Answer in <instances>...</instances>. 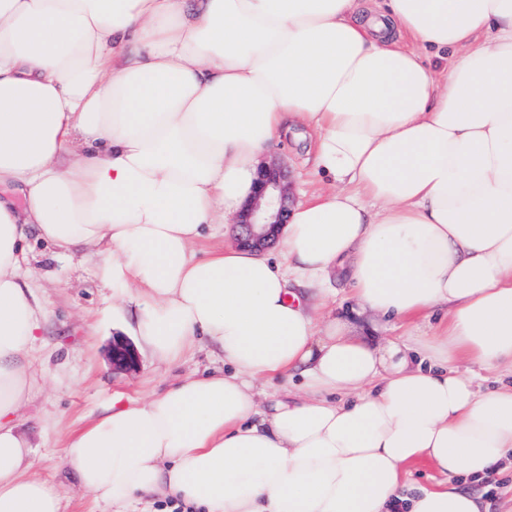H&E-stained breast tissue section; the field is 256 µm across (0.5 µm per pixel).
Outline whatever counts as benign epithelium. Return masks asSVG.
I'll return each instance as SVG.
<instances>
[{
    "label": "benign epithelium",
    "instance_id": "obj_1",
    "mask_svg": "<svg viewBox=\"0 0 512 512\" xmlns=\"http://www.w3.org/2000/svg\"><path fill=\"white\" fill-rule=\"evenodd\" d=\"M289 202L286 169L278 163L264 166L255 196L236 220L240 229L239 243L255 250L264 249L288 223ZM138 365V356L131 343L117 341L112 344L114 369L131 371Z\"/></svg>",
    "mask_w": 512,
    "mask_h": 512
}]
</instances>
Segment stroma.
<instances>
[{
	"label": "stroma",
	"mask_w": 512,
	"mask_h": 512,
	"mask_svg": "<svg viewBox=\"0 0 512 512\" xmlns=\"http://www.w3.org/2000/svg\"><path fill=\"white\" fill-rule=\"evenodd\" d=\"M273 155L289 172L293 199L325 189L312 165L291 145L279 146ZM23 247L34 272L31 283L44 297L48 313L29 358L31 400L17 421L33 445L37 474L62 492L65 512H109L108 506L78 493L64 466L65 440L100 418L109 405H128L186 375L222 366L223 360L212 347L202 345L176 364L160 363L143 351L137 369L113 371L112 341L118 336L134 340L137 305L111 315L112 290L103 283L95 257L61 255L34 233ZM469 489L479 496L485 512H512L511 467L500 468L493 480L470 484Z\"/></svg>",
	"instance_id": "1"
}]
</instances>
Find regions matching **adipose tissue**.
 <instances>
[{
    "instance_id": "obj_1",
    "label": "adipose tissue",
    "mask_w": 512,
    "mask_h": 512,
    "mask_svg": "<svg viewBox=\"0 0 512 512\" xmlns=\"http://www.w3.org/2000/svg\"><path fill=\"white\" fill-rule=\"evenodd\" d=\"M297 128L331 190L292 207L279 255L197 257ZM2 185L0 512H63L14 420L46 316L30 227L99 257L158 361L224 357L65 442L112 512H481L459 477L512 465V384L471 374L512 371V0H0ZM337 269L392 326L448 319L368 341L324 316ZM296 375L259 414L256 383ZM420 461L435 487L411 485Z\"/></svg>"
}]
</instances>
